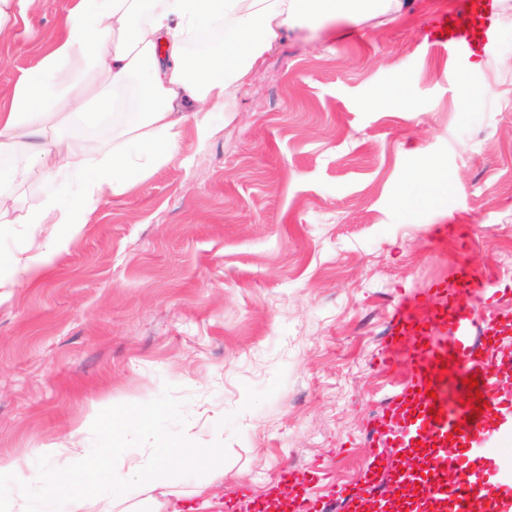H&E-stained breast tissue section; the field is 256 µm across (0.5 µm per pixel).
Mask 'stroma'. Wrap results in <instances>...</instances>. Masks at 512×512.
<instances>
[{"instance_id": "obj_1", "label": "stroma", "mask_w": 512, "mask_h": 512, "mask_svg": "<svg viewBox=\"0 0 512 512\" xmlns=\"http://www.w3.org/2000/svg\"><path fill=\"white\" fill-rule=\"evenodd\" d=\"M318 31H284L227 108L186 122L171 158L108 196L33 283L0 298V493L19 473L53 484L45 448L150 463L173 443L183 491L170 512H223L240 486L264 499L280 468L326 463L359 488L365 442L400 393L382 363L391 316L453 284L435 239L512 277V0L486 58L431 48L425 22L453 0H406ZM73 0H31L33 34L0 39V110L38 75ZM132 78L114 119L72 124L111 137L138 117ZM402 106L372 107L374 92ZM435 190L399 206L420 153ZM223 481H213L215 470ZM204 497H194L200 484Z\"/></svg>"}]
</instances>
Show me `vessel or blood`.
I'll return each instance as SVG.
<instances>
[{"instance_id":"b4317fda","label":"vessel or blood","mask_w":512,"mask_h":512,"mask_svg":"<svg viewBox=\"0 0 512 512\" xmlns=\"http://www.w3.org/2000/svg\"><path fill=\"white\" fill-rule=\"evenodd\" d=\"M500 12V0H456L430 21L428 43L453 58L484 57ZM450 265L455 286L435 289L429 318L401 306L393 315L399 334L392 345L414 338L404 352L409 382L372 430L378 467L363 491L340 487L315 497L325 467L314 463L300 476L286 466L276 481L288 486L290 512H331L335 503L346 512H512V462L501 452L512 440V283L492 279L461 254ZM472 376L486 402L480 414L465 402ZM416 447L429 459L426 469L379 475L386 449L403 455Z\"/></svg>"}]
</instances>
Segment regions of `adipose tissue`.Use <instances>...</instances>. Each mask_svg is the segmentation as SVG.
Here are the masks:
<instances>
[{
	"label": "adipose tissue",
	"instance_id": "adipose-tissue-1",
	"mask_svg": "<svg viewBox=\"0 0 512 512\" xmlns=\"http://www.w3.org/2000/svg\"><path fill=\"white\" fill-rule=\"evenodd\" d=\"M401 8L402 0H157L150 9L143 0H76L38 77L17 84L8 111L0 113V156L12 160L0 173V224L11 223L16 209L11 185L36 169L65 189L71 203L64 207L49 196L26 210L20 221L32 227L34 251L19 253L8 271H0V288L31 283L80 233L106 194H122L132 175L166 163L187 119L182 105H228L283 30L393 15ZM212 27L224 33L223 52L188 55L187 39ZM136 73L145 79L139 122L113 126L111 147L97 155L66 136L89 98L110 110V91ZM198 456V449L172 444L158 449L148 466L121 468L101 457L82 478L73 466L61 465L55 486L66 493L67 512H89L98 483L128 471L151 493L163 488L169 458L192 462Z\"/></svg>",
	"mask_w": 512,
	"mask_h": 512
}]
</instances>
